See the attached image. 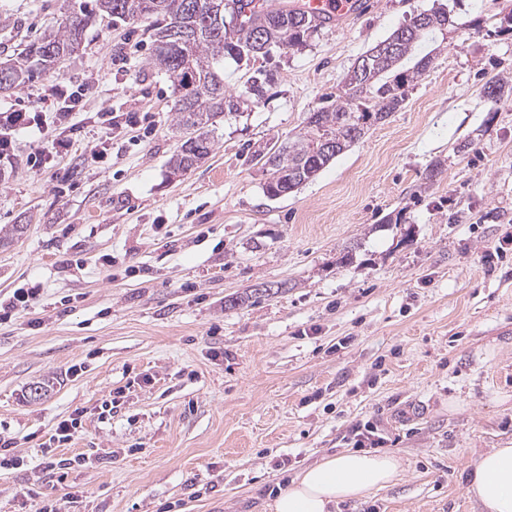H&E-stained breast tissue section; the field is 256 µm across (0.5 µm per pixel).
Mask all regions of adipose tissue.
<instances>
[{
	"label": "adipose tissue",
	"instance_id": "obj_1",
	"mask_svg": "<svg viewBox=\"0 0 512 512\" xmlns=\"http://www.w3.org/2000/svg\"><path fill=\"white\" fill-rule=\"evenodd\" d=\"M395 456L344 451L304 469L279 491L272 512H331L389 486L399 473ZM466 490L483 512H512V447L493 448L467 468Z\"/></svg>",
	"mask_w": 512,
	"mask_h": 512
}]
</instances>
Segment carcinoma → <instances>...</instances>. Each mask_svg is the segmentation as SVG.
<instances>
[{"instance_id":"1","label":"carcinoma","mask_w":512,"mask_h":512,"mask_svg":"<svg viewBox=\"0 0 512 512\" xmlns=\"http://www.w3.org/2000/svg\"><path fill=\"white\" fill-rule=\"evenodd\" d=\"M212 8L199 11L198 2ZM240 3L232 13V29L216 23L224 18V0H96V8L112 19L113 25L143 22L150 34L154 61L168 75L176 95V124L193 129L196 142L184 141L169 161L171 173H184L206 160L212 151L209 137L217 121L237 112L243 100L254 101L263 95L267 77L264 73L250 78V86L240 93L224 90V56L240 61L264 56L274 46L294 47L305 42L318 26L316 20L298 8L261 9L238 20L254 0H231ZM425 24L416 26L415 18L394 30L383 43L394 45L392 52L381 56L369 49L357 59L366 67L364 75L349 71L344 92L336 105L320 108L307 117L305 131L293 140L275 145L263 155L271 168V178L264 193L279 198L285 190L293 191L314 178L330 161L357 143L370 126L381 122L406 99L405 83L414 80L430 63L425 56L412 75L389 73L410 53L414 44L431 32H443L451 25L446 10H424ZM90 15L73 11L65 17L60 31L28 45L10 59L0 62V92L25 84L34 72H50L61 55L82 44ZM178 28L180 37L170 35ZM266 33L264 43H252L255 32ZM331 135L339 142L335 153L318 150L320 138Z\"/></svg>"}]
</instances>
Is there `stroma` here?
<instances>
[{
    "mask_svg": "<svg viewBox=\"0 0 512 512\" xmlns=\"http://www.w3.org/2000/svg\"><path fill=\"white\" fill-rule=\"evenodd\" d=\"M93 0H0V60ZM436 0H362L302 46L224 88L268 75L259 103L221 118L209 157L177 178L175 96L144 24L95 17L56 71L0 93V112H50L51 85L88 84L69 155L20 133L0 178V512H270L273 490L352 449L373 424L395 484L335 512H483L466 467L512 444V0H443L456 23L403 105L313 180L271 199L259 162L331 105L357 57ZM115 127L92 160L102 112ZM46 157L32 169L29 154ZM23 234H13L14 225ZM118 400L99 418L103 401ZM83 430L46 455L58 421ZM91 456L65 479L50 457ZM36 497H24L26 488ZM39 291V288L16 289L9 302L3 306L4 317L10 318L12 315L26 311L36 300Z\"/></svg>",
    "mask_w": 512,
    "mask_h": 512,
    "instance_id": "1",
    "label": "stroma"
}]
</instances>
